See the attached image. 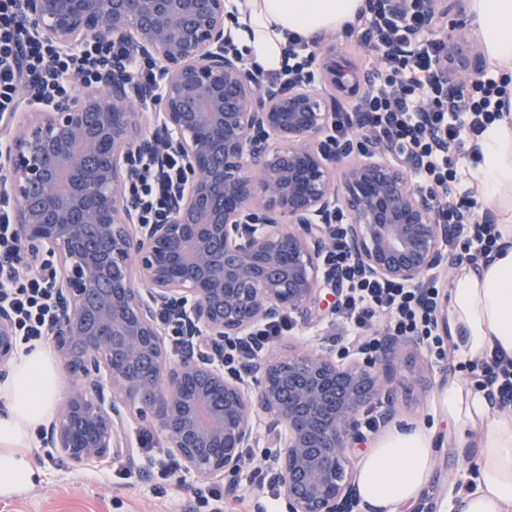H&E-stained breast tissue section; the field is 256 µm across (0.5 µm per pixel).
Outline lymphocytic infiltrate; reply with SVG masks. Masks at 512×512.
I'll use <instances>...</instances> for the list:
<instances>
[{
  "mask_svg": "<svg viewBox=\"0 0 512 512\" xmlns=\"http://www.w3.org/2000/svg\"><path fill=\"white\" fill-rule=\"evenodd\" d=\"M404 5L400 19L379 12L375 0H369L358 15L355 26L361 42L387 76L353 111L337 113L331 137L360 134L382 148L389 162L408 166L415 184L433 196L454 226L447 242L449 255L469 264L487 261L508 244L498 225L479 220L477 191L464 186L463 180L466 166L477 162L474 144L511 105L506 100L507 84L485 67L464 101L457 105L443 101L436 64L447 43L427 32L428 0H405ZM116 58L126 60L133 80L161 88L158 62L141 58L128 44L88 40L60 49L30 34L21 0H0V117L17 111L22 83H29L41 100L51 103L66 95L70 74H79L88 85H100ZM183 174V162L175 153L139 156L130 193L143 223L168 221L170 201ZM10 208L9 197L0 195V304L12 313L19 351L28 352L56 324L55 273L44 265L27 276L19 275ZM337 220L333 245L324 256L325 265L342 275L345 288L336 305L335 345L375 348L379 339L369 335L368 329L371 320L380 317L389 335H418L427 353L444 360L447 353L436 316L442 302L437 276H430L427 288L421 290L364 275L346 248L345 213H338ZM292 327L287 317L255 326L227 353L228 366L245 368L257 362L265 346ZM476 368L478 391L490 404L512 407V358L494 350Z\"/></svg>",
  "mask_w": 512,
  "mask_h": 512,
  "instance_id": "lymphocytic-infiltrate-1",
  "label": "lymphocytic infiltrate"
}]
</instances>
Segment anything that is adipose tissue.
I'll return each instance as SVG.
<instances>
[{
    "label": "adipose tissue",
    "mask_w": 512,
    "mask_h": 512,
    "mask_svg": "<svg viewBox=\"0 0 512 512\" xmlns=\"http://www.w3.org/2000/svg\"><path fill=\"white\" fill-rule=\"evenodd\" d=\"M242 53L256 70L281 68L289 37L311 39L323 31L344 33L366 0H235ZM473 25L490 62L512 63V0H470ZM482 159L473 176L479 200L512 215V113L479 140ZM448 316L458 356L467 362L494 349L512 357V246L490 262L459 271L449 292ZM59 373L49 351L21 355L0 381V496L26 489L38 469L28 450L55 409ZM443 418L477 435V464L467 492L450 498L448 512H512V412L492 410L484 393L461 380L439 393ZM435 464L431 429L391 428L362 459L358 495L366 512H398L416 501Z\"/></svg>",
    "instance_id": "obj_1"
}]
</instances>
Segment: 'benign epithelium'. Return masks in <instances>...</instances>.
Listing matches in <instances>:
<instances>
[{
	"label": "benign epithelium",
	"mask_w": 512,
	"mask_h": 512,
	"mask_svg": "<svg viewBox=\"0 0 512 512\" xmlns=\"http://www.w3.org/2000/svg\"><path fill=\"white\" fill-rule=\"evenodd\" d=\"M31 34L62 48L121 41L157 59L158 93L132 80L121 59L100 87L72 74L52 106L27 92L12 127L0 186L16 200L19 251L57 256L58 324L52 341L71 380L47 444L82 470L131 454L127 405L138 402L183 469L237 491L262 424L269 449L261 474L283 490L284 512H354L352 457L360 412L394 415L401 356L415 336L383 335L379 350L340 363L296 350L268 354L240 373L215 359L224 344L288 310L308 321L322 283L342 286L320 259L338 206L352 260L366 275L415 288L441 261L452 226L405 169L359 139L328 147L343 101L360 100L375 73L336 53L322 34L318 84L266 86L224 48L228 0H22ZM460 0H433L429 31L448 30L438 85L462 97L481 53L462 23ZM159 108L173 130L168 149L185 175L164 224H141L125 189L131 158L155 144L139 108ZM179 326L183 353L166 348L158 316ZM15 355L10 315L0 310V372Z\"/></svg>",
	"instance_id": "benign-epithelium-1"
}]
</instances>
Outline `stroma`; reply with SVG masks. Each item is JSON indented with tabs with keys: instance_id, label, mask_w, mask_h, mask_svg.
I'll return each instance as SVG.
<instances>
[{
	"instance_id": "35a3bbf8",
	"label": "stroma",
	"mask_w": 512,
	"mask_h": 512,
	"mask_svg": "<svg viewBox=\"0 0 512 512\" xmlns=\"http://www.w3.org/2000/svg\"><path fill=\"white\" fill-rule=\"evenodd\" d=\"M333 295L324 297L318 315L307 322H298L294 331L273 343L276 351L291 347L333 353L337 361L358 358L357 350L343 352L329 340L334 329ZM471 379L469 368L459 358L436 361L425 352L407 353L401 363L395 388V425L417 427L430 425L436 441L435 466L418 500L401 512H442L449 494L465 491L471 484L470 465L473 448H461L460 436L453 423L439 413V392L455 378ZM152 429L137 417H130L128 439L133 448L132 458H119L95 468L73 470L67 461L47 448L43 439H36L30 449L40 474L27 489L9 496H0V512H203L197 503L196 489L223 493V481L203 485L183 471L169 479L158 478L150 468L148 454L166 456L167 451ZM150 435L151 453L141 449L140 438ZM266 449L265 435H258L255 447L246 449L247 466L238 478L235 495L225 496L224 512H283L282 501H270L268 482L257 473Z\"/></svg>"
}]
</instances>
